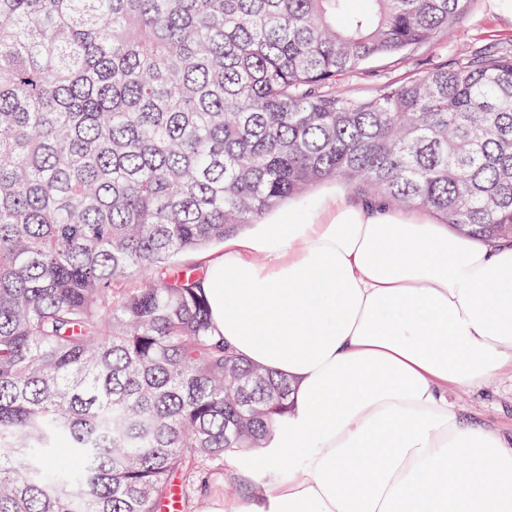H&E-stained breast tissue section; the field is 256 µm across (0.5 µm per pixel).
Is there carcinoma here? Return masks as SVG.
<instances>
[{"label": "carcinoma", "mask_w": 512, "mask_h": 512, "mask_svg": "<svg viewBox=\"0 0 512 512\" xmlns=\"http://www.w3.org/2000/svg\"><path fill=\"white\" fill-rule=\"evenodd\" d=\"M352 2L0 0V512H159L271 438L183 255L326 182L512 238V55L353 98L468 0Z\"/></svg>", "instance_id": "cac0c4a2"}]
</instances>
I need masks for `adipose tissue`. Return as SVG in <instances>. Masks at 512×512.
<instances>
[{
	"label": "adipose tissue",
	"mask_w": 512,
	"mask_h": 512,
	"mask_svg": "<svg viewBox=\"0 0 512 512\" xmlns=\"http://www.w3.org/2000/svg\"><path fill=\"white\" fill-rule=\"evenodd\" d=\"M204 296L225 343L291 392L268 447L225 456L224 497L200 512H512V434L448 397L512 366V241L338 193L225 238ZM284 459L288 482L239 500Z\"/></svg>",
	"instance_id": "adipose-tissue-1"
}]
</instances>
